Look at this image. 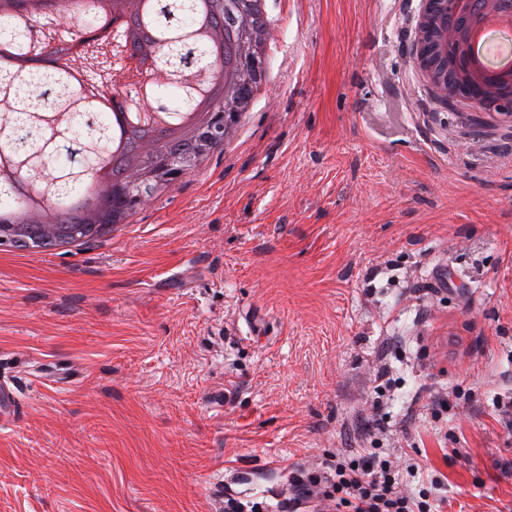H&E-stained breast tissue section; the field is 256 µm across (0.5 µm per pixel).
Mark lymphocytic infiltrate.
I'll return each instance as SVG.
<instances>
[{
  "label": "lymphocytic infiltrate",
  "mask_w": 512,
  "mask_h": 512,
  "mask_svg": "<svg viewBox=\"0 0 512 512\" xmlns=\"http://www.w3.org/2000/svg\"><path fill=\"white\" fill-rule=\"evenodd\" d=\"M403 465L393 448L346 449L321 472L291 477L288 512H433L441 479L431 477L429 491L414 493L401 482Z\"/></svg>",
  "instance_id": "1"
}]
</instances>
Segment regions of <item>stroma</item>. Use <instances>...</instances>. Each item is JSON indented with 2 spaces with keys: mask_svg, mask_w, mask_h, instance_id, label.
Listing matches in <instances>:
<instances>
[{
  "mask_svg": "<svg viewBox=\"0 0 512 512\" xmlns=\"http://www.w3.org/2000/svg\"><path fill=\"white\" fill-rule=\"evenodd\" d=\"M417 4L270 0L231 153L112 240L0 250V512L267 510L362 438L512 512V137L421 83ZM16 389L8 372L0 370V416L2 419L14 417L17 412Z\"/></svg>",
  "mask_w": 512,
  "mask_h": 512,
  "instance_id": "stroma-1",
  "label": "stroma"
}]
</instances>
